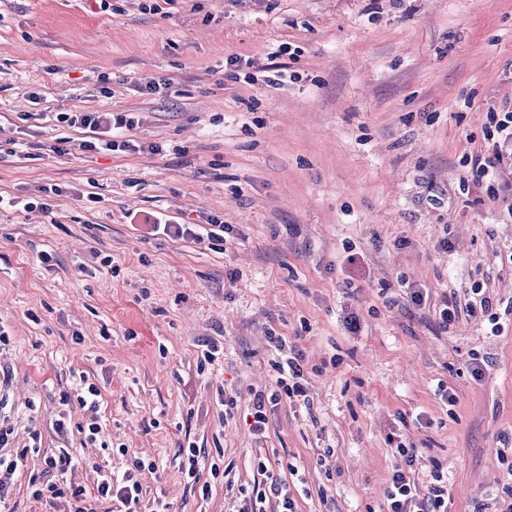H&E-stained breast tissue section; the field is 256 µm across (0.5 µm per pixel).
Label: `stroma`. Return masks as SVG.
Masks as SVG:
<instances>
[{"label": "stroma", "mask_w": 512, "mask_h": 512, "mask_svg": "<svg viewBox=\"0 0 512 512\" xmlns=\"http://www.w3.org/2000/svg\"><path fill=\"white\" fill-rule=\"evenodd\" d=\"M109 3L0 0V198L62 189L46 211L0 205V420L16 448L79 449L91 512L108 509L91 462L119 476L134 454L157 464L150 494L168 512H232L261 457L281 460L298 512H381L396 440L423 452L420 484L447 478L448 512H499L512 216L462 184L491 113L512 109V0ZM281 43L289 77L270 87L257 74ZM164 81L174 93H144ZM97 111L133 116L136 151L37 155L66 134L56 113ZM158 212L231 231L214 249L169 239L144 222ZM410 286L432 307H409ZM478 294L492 315L440 326L444 296ZM348 312L361 335L345 334ZM273 333L305 354L309 402H280L259 439L246 417L275 383ZM206 343L219 359L201 374ZM476 356L490 362L479 379ZM82 373L102 392L105 450L53 428ZM190 441L223 450L233 486L212 480L200 499L179 470Z\"/></svg>", "instance_id": "1"}]
</instances>
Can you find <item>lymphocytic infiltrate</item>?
I'll return each instance as SVG.
<instances>
[{"label": "lymphocytic infiltrate", "instance_id": "f902f5d3", "mask_svg": "<svg viewBox=\"0 0 512 512\" xmlns=\"http://www.w3.org/2000/svg\"><path fill=\"white\" fill-rule=\"evenodd\" d=\"M55 119L70 128L86 130L81 140L68 137L57 138L49 147L50 152L63 156L74 151H109L124 153L134 150L133 140L125 136L126 129L132 128L134 120L118 112H60ZM503 156L500 149H493L474 157L472 175L475 181L485 179L497 183L493 196L505 203L508 214L512 215V179L502 170ZM273 346L286 351L284 361L276 363L278 373L275 387L270 390L254 391L251 404L250 428L254 435L264 436L268 429V411L282 399L303 395L302 379L307 370L305 358L296 350H289L285 338L271 336ZM39 446L32 445L16 450L12 447V430L0 427V508L10 501L11 481L20 473L28 455L39 453ZM394 451L403 457L405 465L395 470L384 490V512H442L447 505L448 488L442 475H434L427 490H420L415 473L418 468L419 451L415 448L396 444ZM76 457L72 448H60L44 456L40 472L29 474L27 485L36 499L54 501L68 499L73 503L71 512H89L85 507L84 488L65 481L64 476ZM156 463L134 459L130 469L122 477L115 478L102 474L96 485L98 500L115 505L119 512H142L141 504L147 494L144 475L154 472ZM238 512H296L295 500L288 492L285 482L274 480L265 487H256L244 492Z\"/></svg>", "mask_w": 512, "mask_h": 512}]
</instances>
